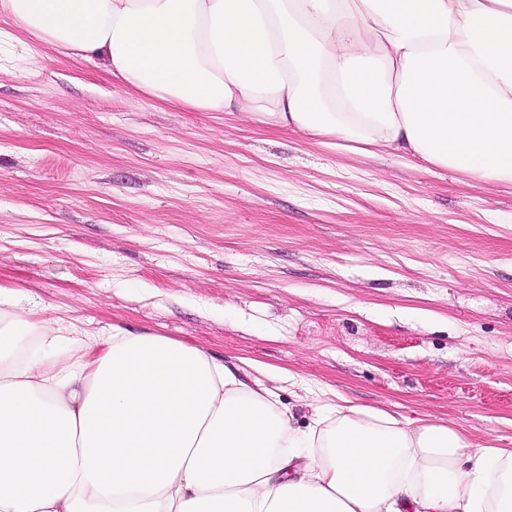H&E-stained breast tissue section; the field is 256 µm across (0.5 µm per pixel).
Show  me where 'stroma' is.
Listing matches in <instances>:
<instances>
[{
  "mask_svg": "<svg viewBox=\"0 0 512 512\" xmlns=\"http://www.w3.org/2000/svg\"><path fill=\"white\" fill-rule=\"evenodd\" d=\"M0 286L65 342L199 347L315 402L512 448V187L134 94L0 42Z\"/></svg>",
  "mask_w": 512,
  "mask_h": 512,
  "instance_id": "stroma-1",
  "label": "stroma"
}]
</instances>
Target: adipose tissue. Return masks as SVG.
I'll return each instance as SVG.
<instances>
[{"label":"adipose tissue","instance_id":"obj_1","mask_svg":"<svg viewBox=\"0 0 512 512\" xmlns=\"http://www.w3.org/2000/svg\"><path fill=\"white\" fill-rule=\"evenodd\" d=\"M133 92L512 186V0H0ZM0 288V512H512V448L335 404L304 431L200 348L62 354Z\"/></svg>","mask_w":512,"mask_h":512}]
</instances>
